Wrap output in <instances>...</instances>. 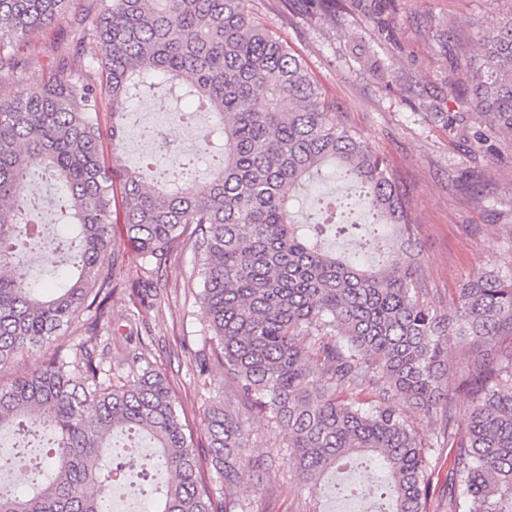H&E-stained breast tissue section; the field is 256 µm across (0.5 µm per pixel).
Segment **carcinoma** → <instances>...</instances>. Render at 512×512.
<instances>
[{
	"mask_svg": "<svg viewBox=\"0 0 512 512\" xmlns=\"http://www.w3.org/2000/svg\"><path fill=\"white\" fill-rule=\"evenodd\" d=\"M241 0H0V368L42 347L80 313L88 338L0 387V429L54 435L31 493L0 490V512H107L102 481L120 473L105 454L113 439H145L138 463L154 483L156 512H248L236 497L247 474L270 478L279 462L257 451L244 416L264 415L288 440L301 487L329 472L357 471L339 488L369 512H429L439 472L429 456L448 449L437 509L512 512V272L464 280L444 309L430 298L405 195L383 157L343 126L302 58L240 7ZM72 15L78 37L60 47L55 72L26 82L20 45ZM479 65L448 86L484 117L472 132L512 136V17L477 32ZM185 89L210 111L224 152L209 138L205 173L189 175L161 154L142 173L113 149L102 155V112L112 143L123 134L135 88ZM342 172L371 224H348V203L324 202L299 224L290 203L315 189L323 168ZM41 171L64 198L69 232L44 238L28 188ZM147 263L161 265L195 234L199 299L209 314L213 364L233 400L205 414L210 464L224 500L208 490L191 437L163 372L140 353L112 379L97 354L118 254L115 226ZM360 232L348 256L331 234ZM69 255L62 275L39 282L23 251Z\"/></svg>",
	"mask_w": 512,
	"mask_h": 512,
	"instance_id": "cac0c4a2",
	"label": "carcinoma"
}]
</instances>
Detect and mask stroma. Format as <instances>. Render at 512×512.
Instances as JSON below:
<instances>
[{
  "label": "stroma",
  "mask_w": 512,
  "mask_h": 512,
  "mask_svg": "<svg viewBox=\"0 0 512 512\" xmlns=\"http://www.w3.org/2000/svg\"><path fill=\"white\" fill-rule=\"evenodd\" d=\"M242 7L303 58L341 122L386 159L409 199L423 273L441 303H449L467 278L493 267L512 271V142L494 138L497 156L489 163L433 118L449 108L448 81L465 71L467 40L483 22L512 15V0H335L327 10L308 0H242ZM66 28L62 20L27 39L24 51L33 60L29 82L54 71L55 47ZM180 109L173 100L132 102L120 144L104 140V152L119 148L128 166L144 168L151 146L141 139L140 128L154 112L164 114L172 138L194 151L211 118L201 111L195 124L186 126L177 118ZM116 251V289L101 331L112 372L122 375L129 342L141 341L145 357L168 376L208 488L223 498L224 485L208 463L203 419L224 376L215 369L201 377L192 367L194 353L210 346L207 316L196 298L199 286L188 279L194 238L185 235L162 270L126 245ZM86 323L79 317L55 344L24 352L0 371V379L40 367L56 346L73 348L85 338ZM237 493L251 512H308L313 504L320 512H362L359 500L336 498L329 481L309 500L290 473L262 482L245 479Z\"/></svg>",
  "instance_id": "obj_1"
}]
</instances>
